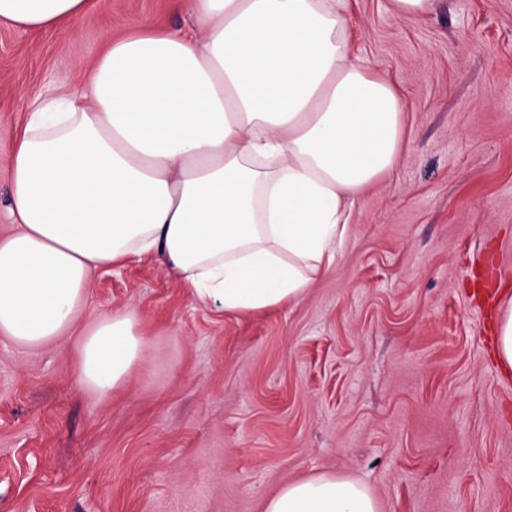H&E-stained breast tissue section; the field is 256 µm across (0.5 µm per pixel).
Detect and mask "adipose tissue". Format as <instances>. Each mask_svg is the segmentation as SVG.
<instances>
[{
    "mask_svg": "<svg viewBox=\"0 0 512 512\" xmlns=\"http://www.w3.org/2000/svg\"><path fill=\"white\" fill-rule=\"evenodd\" d=\"M190 30L107 40L78 91L34 99L9 160L0 336L71 339L105 398L144 365L126 312L84 319L105 268L152 256L202 305L256 311L328 272L354 204L398 165L400 95L351 48L347 0H187ZM87 0H0V23L63 26ZM263 512H381L361 482L283 484Z\"/></svg>",
    "mask_w": 512,
    "mask_h": 512,
    "instance_id": "adipose-tissue-1",
    "label": "adipose tissue"
}]
</instances>
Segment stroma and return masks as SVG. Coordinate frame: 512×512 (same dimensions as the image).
<instances>
[{
  "label": "stroma",
  "mask_w": 512,
  "mask_h": 512,
  "mask_svg": "<svg viewBox=\"0 0 512 512\" xmlns=\"http://www.w3.org/2000/svg\"><path fill=\"white\" fill-rule=\"evenodd\" d=\"M354 0L360 55L399 88L405 151L302 300L227 313L151 257L100 271L87 316L131 311L143 368L102 398L73 343L0 337V512H262L286 482L365 484L384 512H512V0L398 19ZM188 27L184 0H93L63 29L0 24V231L30 102L73 90L116 19ZM492 261V305L471 266ZM494 347L499 365L512 369V296H508L498 318Z\"/></svg>",
  "instance_id": "stroma-1"
}]
</instances>
